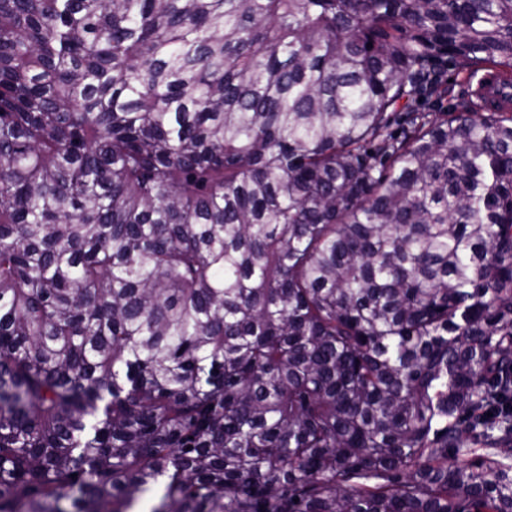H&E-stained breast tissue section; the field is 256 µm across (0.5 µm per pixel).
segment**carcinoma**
<instances>
[{
    "mask_svg": "<svg viewBox=\"0 0 512 512\" xmlns=\"http://www.w3.org/2000/svg\"><path fill=\"white\" fill-rule=\"evenodd\" d=\"M512 0H0V512H512ZM492 416H487V413ZM459 72V75H457ZM487 71L479 70L478 72L470 75L466 69L449 70V77L455 80L453 91L450 95L442 99L441 102H436L434 99L426 107L432 112L442 111H456L460 110L465 105L473 103L472 90L476 87L477 83L486 75ZM503 83H509L506 76H501L495 73H488L477 85L476 96L483 110H489L493 105L500 102L503 95L511 94L509 87H503ZM457 114L456 112H448V114Z\"/></svg>",
    "mask_w": 512,
    "mask_h": 512,
    "instance_id": "carcinoma-1",
    "label": "carcinoma"
}]
</instances>
